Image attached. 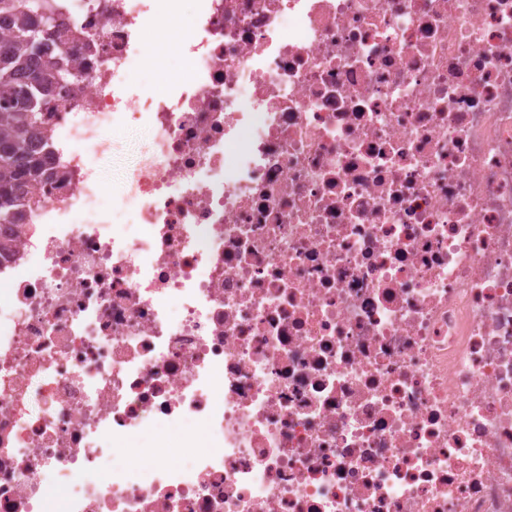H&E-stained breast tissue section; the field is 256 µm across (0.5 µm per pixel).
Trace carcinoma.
Masks as SVG:
<instances>
[{
	"mask_svg": "<svg viewBox=\"0 0 512 512\" xmlns=\"http://www.w3.org/2000/svg\"><path fill=\"white\" fill-rule=\"evenodd\" d=\"M57 0H0V225L15 224L23 211L38 206L46 184L61 176L45 173L36 145L49 144L41 112L64 89L63 56L79 38L45 35L42 12H56Z\"/></svg>",
	"mask_w": 512,
	"mask_h": 512,
	"instance_id": "carcinoma-1",
	"label": "carcinoma"
}]
</instances>
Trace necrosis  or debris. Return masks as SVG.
Returning <instances> with one entry per match:
<instances>
[{
  "mask_svg": "<svg viewBox=\"0 0 512 512\" xmlns=\"http://www.w3.org/2000/svg\"><path fill=\"white\" fill-rule=\"evenodd\" d=\"M63 3L0 512H512V0ZM112 150L96 159V166L105 181L109 195L125 187L129 170L151 147V139L145 131H116L110 135Z\"/></svg>",
  "mask_w": 512,
  "mask_h": 512,
  "instance_id": "1",
  "label": "necrosis or debris"
}]
</instances>
